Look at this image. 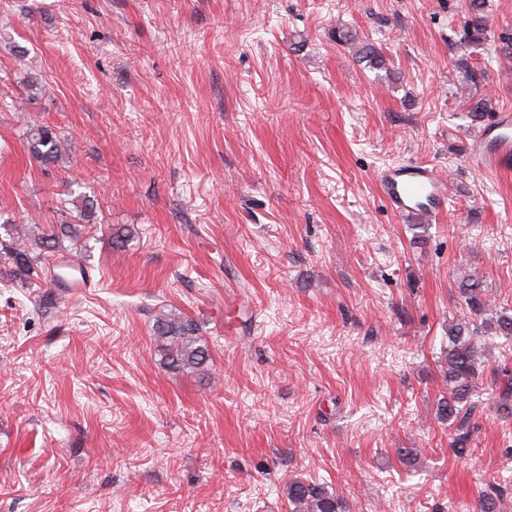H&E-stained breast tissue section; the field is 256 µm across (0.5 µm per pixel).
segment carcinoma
Instances as JSON below:
<instances>
[{
    "label": "carcinoma",
    "instance_id": "carcinoma-1",
    "mask_svg": "<svg viewBox=\"0 0 512 512\" xmlns=\"http://www.w3.org/2000/svg\"><path fill=\"white\" fill-rule=\"evenodd\" d=\"M486 0H468L464 21L465 44L478 47L491 32L485 11ZM336 43L358 46L356 54L366 59L374 69L391 70L392 61L380 48L359 43L356 34L345 28L336 29ZM30 156L44 164H54L67 156L69 140L56 129L35 121L23 132ZM78 219L52 227L51 233L32 235L28 228L10 225L12 242L0 248V261L12 267V273L27 278L38 273L37 262L78 248L88 224L94 216V203L79 195L71 199ZM465 306L463 317L448 327V347L445 353V381L448 395L438 401L439 419L454 428L455 451L465 455L469 448L473 426L471 420L479 404L473 402L475 387L483 374L482 359L486 343L483 334L512 339V313L496 310L487 297L482 281L476 275L463 278L458 285ZM154 336L163 364L172 370L204 372L210 360L208 348L199 328L190 317L170 312L155 320ZM288 512H351L344 495L328 489L323 483L294 478L286 487ZM503 489L498 483L487 486L478 497V512H499Z\"/></svg>",
    "mask_w": 512,
    "mask_h": 512
}]
</instances>
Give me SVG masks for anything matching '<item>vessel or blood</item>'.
<instances>
[{"label":"vessel or blood","mask_w":512,"mask_h":512,"mask_svg":"<svg viewBox=\"0 0 512 512\" xmlns=\"http://www.w3.org/2000/svg\"><path fill=\"white\" fill-rule=\"evenodd\" d=\"M474 159L491 172L512 170V113L501 112L489 120L471 149ZM381 192L390 209L401 215L441 213L447 202V185L434 167L405 163L385 170Z\"/></svg>","instance_id":"obj_1"}]
</instances>
